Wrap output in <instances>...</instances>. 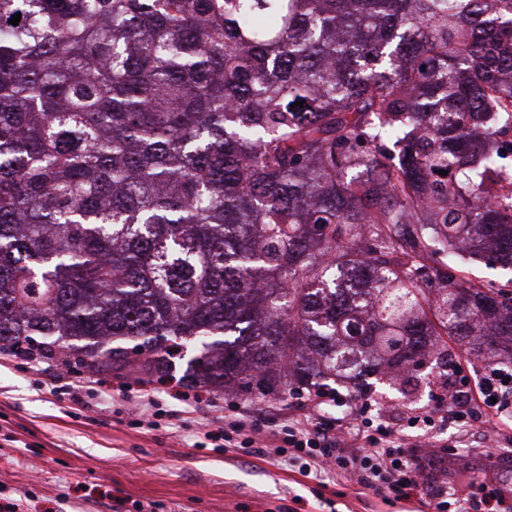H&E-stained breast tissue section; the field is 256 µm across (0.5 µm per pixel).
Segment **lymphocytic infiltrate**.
<instances>
[{
  "instance_id": "obj_1",
  "label": "lymphocytic infiltrate",
  "mask_w": 512,
  "mask_h": 512,
  "mask_svg": "<svg viewBox=\"0 0 512 512\" xmlns=\"http://www.w3.org/2000/svg\"><path fill=\"white\" fill-rule=\"evenodd\" d=\"M448 378L453 383L448 397V419L455 426H471L475 419L474 404H482L491 419L512 407L510 370L488 369L474 394L467 389L468 381L460 363H449ZM274 451L297 464L306 475L335 470L348 474L361 487L379 493L388 502L421 499L424 471L440 463L434 454L415 456L398 431L367 417L342 422L335 432L311 417L297 419ZM428 506L431 512H512V502L500 489L483 482L461 492L438 489Z\"/></svg>"
}]
</instances>
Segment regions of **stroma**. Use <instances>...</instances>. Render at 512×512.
<instances>
[{
  "label": "stroma",
  "instance_id": "35a3bbf8",
  "mask_svg": "<svg viewBox=\"0 0 512 512\" xmlns=\"http://www.w3.org/2000/svg\"><path fill=\"white\" fill-rule=\"evenodd\" d=\"M459 362L470 384L487 369L455 337L414 371L389 381L369 376L366 395L339 387L340 403L321 407L327 423L374 399L385 418L404 422L418 443L454 446L430 488L501 484V462L483 451L484 422L468 431L434 422L407 426L448 400L445 362ZM82 404L59 400L46 363L0 366V504L17 512H417L418 502L388 503L340 475L303 476L296 466L242 448H218L207 433L222 416L244 414L260 432H283L303 401L291 388L212 392V404L169 397L164 385L119 380L101 371Z\"/></svg>",
  "mask_w": 512,
  "mask_h": 512
}]
</instances>
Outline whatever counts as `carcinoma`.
<instances>
[{
    "instance_id": "obj_1",
    "label": "carcinoma",
    "mask_w": 512,
    "mask_h": 512,
    "mask_svg": "<svg viewBox=\"0 0 512 512\" xmlns=\"http://www.w3.org/2000/svg\"><path fill=\"white\" fill-rule=\"evenodd\" d=\"M461 244L512 267V0H0V350L264 393L512 362Z\"/></svg>"
}]
</instances>
